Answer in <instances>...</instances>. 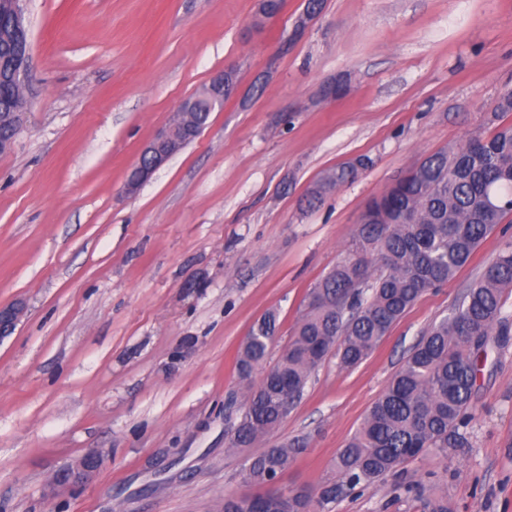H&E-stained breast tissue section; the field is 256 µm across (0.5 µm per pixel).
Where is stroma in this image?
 Wrapping results in <instances>:
<instances>
[{
	"mask_svg": "<svg viewBox=\"0 0 512 512\" xmlns=\"http://www.w3.org/2000/svg\"><path fill=\"white\" fill-rule=\"evenodd\" d=\"M31 107L0 155V304L27 312L0 341V512H224L252 456L298 437L283 489L333 481L358 429L431 324L512 242L498 225L358 367L328 356L280 427L245 450L239 345L278 314L277 359L311 286L370 200L428 155L512 125V0H305L256 25L259 0H24ZM236 90L136 192L143 145L217 73ZM342 94L326 97V87ZM365 158L309 203L329 169ZM469 444L401 464L324 512H512V343L492 349ZM104 463L73 494L52 473Z\"/></svg>",
	"mask_w": 512,
	"mask_h": 512,
	"instance_id": "stroma-1",
	"label": "stroma"
}]
</instances>
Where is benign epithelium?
Returning a JSON list of instances; mask_svg holds the SVG:
<instances>
[{
    "label": "benign epithelium",
    "instance_id": "1",
    "mask_svg": "<svg viewBox=\"0 0 512 512\" xmlns=\"http://www.w3.org/2000/svg\"><path fill=\"white\" fill-rule=\"evenodd\" d=\"M20 2L21 0H4L3 7L0 8V14L3 15L4 22L10 25L18 38L16 51L8 63V96L11 111L0 115V118L13 125V131L7 138L0 137V154L8 153L13 148L16 134L20 130L23 117L31 103L28 95L31 42ZM209 90V110L213 111L223 107L224 73L220 72L212 77L209 82ZM194 105L195 100L193 98L189 97L184 100L174 113L171 123L144 144L138 163L132 169L127 180L128 191L138 190L178 151V128H183L185 132H193L195 137L200 134L204 124H198L194 120L192 116ZM23 312L24 304L21 301L0 306V341L15 331ZM100 465V456L86 455L55 470L48 485V495L59 497L73 492L87 482L96 473Z\"/></svg>",
    "mask_w": 512,
    "mask_h": 512
}]
</instances>
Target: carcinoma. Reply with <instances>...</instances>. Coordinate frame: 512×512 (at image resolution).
I'll use <instances>...</instances> for the list:
<instances>
[{"instance_id": "1", "label": "carcinoma", "mask_w": 512, "mask_h": 512, "mask_svg": "<svg viewBox=\"0 0 512 512\" xmlns=\"http://www.w3.org/2000/svg\"><path fill=\"white\" fill-rule=\"evenodd\" d=\"M15 34L0 24V60ZM354 165L328 170L309 203L355 177ZM512 211V125L452 152L424 158L374 198L345 256L307 293L306 312L277 361L265 366L277 331L268 312L240 345L235 369L248 398L230 447L249 448L277 429L331 354L354 368L428 289L451 281L505 213ZM512 291V242L474 279L449 315L435 322L363 423L336 456L341 481L315 496L271 487L306 447L293 439L251 458L244 480L261 490L224 495V512H322L343 493L367 488L409 459L440 458L468 443L464 434L480 367L512 335L503 297Z\"/></svg>"}]
</instances>
